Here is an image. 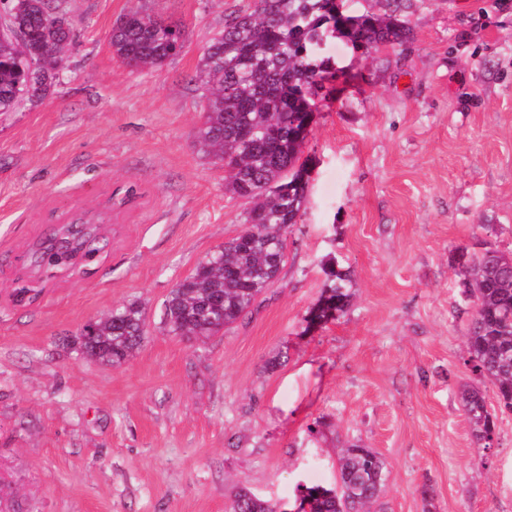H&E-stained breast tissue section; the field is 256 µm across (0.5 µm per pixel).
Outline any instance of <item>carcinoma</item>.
I'll return each instance as SVG.
<instances>
[{"instance_id":"carcinoma-1","label":"carcinoma","mask_w":512,"mask_h":512,"mask_svg":"<svg viewBox=\"0 0 512 512\" xmlns=\"http://www.w3.org/2000/svg\"><path fill=\"white\" fill-rule=\"evenodd\" d=\"M0 36V112L20 101L45 97L55 84L72 30L57 26L60 0H10ZM327 0H254L224 22L197 66L207 94L203 120L194 132L200 152L224 165V188L247 200L245 223L256 235L235 237L178 282L164 303V329L176 336L208 338L237 323L278 277L285 260V233L305 209L309 159L302 158L307 128L317 100L336 78L330 56L317 44L330 21ZM398 0L382 10L346 17L331 29L345 42L402 45L410 31L397 18ZM185 31L142 9L128 12L112 28L113 55L137 70L161 69L177 56ZM42 74L30 88L31 69ZM463 293L474 299L466 336L465 364L478 383L459 386L458 397L472 437L485 448L496 436L493 415L480 383L496 389L501 407L512 410V255L488 244L462 248L456 258ZM316 304L315 318L327 323L351 302L350 272L333 265ZM145 336L141 306L128 303L94 321L93 338L81 343L84 356L118 366ZM387 470L373 449L352 443L341 449L337 487H305L311 512H368L384 490ZM229 512H275L274 506L245 489Z\"/></svg>"}]
</instances>
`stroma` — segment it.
<instances>
[{"instance_id": "35a3bbf8", "label": "stroma", "mask_w": 512, "mask_h": 512, "mask_svg": "<svg viewBox=\"0 0 512 512\" xmlns=\"http://www.w3.org/2000/svg\"><path fill=\"white\" fill-rule=\"evenodd\" d=\"M244 0H66L73 41L39 102L0 114V512H226L241 488L297 512L334 486L347 443L385 460L383 512H512V412L484 383L494 447L472 438V302L452 259L512 252V0H410L403 45L325 54L339 70L303 151L306 208L251 311L199 341L161 327L173 286L245 227L247 200L192 142L197 64ZM149 8L185 27L155 72L113 57L112 27ZM136 194L121 207L112 199ZM100 250L44 277L60 221ZM354 298L314 332L328 262ZM33 298L17 300V281ZM147 335L112 366L80 330L129 302Z\"/></svg>"}]
</instances>
